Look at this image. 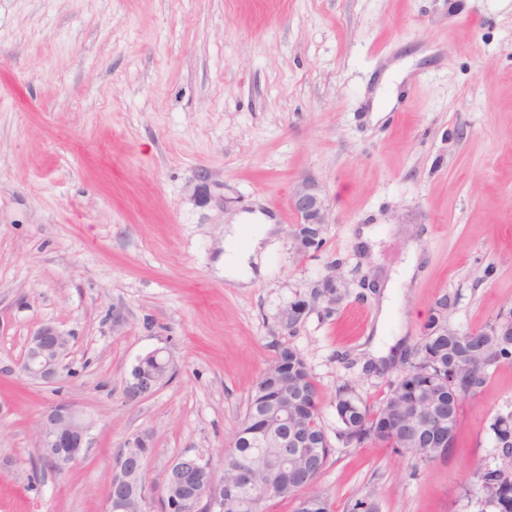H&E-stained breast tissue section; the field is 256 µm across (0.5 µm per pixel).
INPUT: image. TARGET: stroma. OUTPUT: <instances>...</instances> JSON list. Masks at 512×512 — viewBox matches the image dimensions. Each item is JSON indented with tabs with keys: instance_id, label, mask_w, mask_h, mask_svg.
Segmentation results:
<instances>
[{
	"instance_id": "obj_1",
	"label": "stroma",
	"mask_w": 512,
	"mask_h": 512,
	"mask_svg": "<svg viewBox=\"0 0 512 512\" xmlns=\"http://www.w3.org/2000/svg\"><path fill=\"white\" fill-rule=\"evenodd\" d=\"M398 62L396 104L376 101ZM305 179L329 222L302 256L289 197ZM255 211L277 232L234 288L224 226ZM411 241L422 264L378 325L375 281ZM329 275L335 303L286 328L283 309ZM442 299L462 333L512 311V0H0V512H105L123 443L144 434L160 512L175 458L222 470L280 346L303 353L334 436L337 388L377 404ZM46 323L70 338L53 385L21 369ZM379 330L400 339L382 368L362 351ZM156 349L170 380L129 399ZM62 399L92 448L60 474L35 444ZM510 413L501 363L463 400L448 460L335 441L316 488L332 512L364 496L380 512H494L474 473L499 463L490 425Z\"/></svg>"
}]
</instances>
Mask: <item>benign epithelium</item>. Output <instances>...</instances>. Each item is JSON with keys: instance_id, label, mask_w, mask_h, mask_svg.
Here are the masks:
<instances>
[{"instance_id": "7a95c632", "label": "benign epithelium", "mask_w": 512, "mask_h": 512, "mask_svg": "<svg viewBox=\"0 0 512 512\" xmlns=\"http://www.w3.org/2000/svg\"><path fill=\"white\" fill-rule=\"evenodd\" d=\"M289 204L298 218L292 233L295 250L305 255L317 248L325 224L329 223L328 209L318 185L304 181L289 198ZM324 300L332 304L333 294H323L313 301ZM311 301V302H313ZM311 302L289 303L283 311V322L293 326L308 314ZM69 339L52 325H43L28 336L22 370L30 378L44 384L58 382L64 361L68 356ZM171 365L161 352L154 351L138 360L127 382V392L132 397L153 393L170 375ZM412 425L419 432L432 428L442 430L447 426L448 416L442 409L420 412L411 417ZM288 417L276 418L269 431L262 435V445L275 443L282 448L278 464L270 475V486L288 480L301 482L305 475L292 466V460L303 456L314 460L310 451L312 444L300 440L288 431ZM89 423L68 402L58 403L47 409L37 431L36 448L39 457L57 472H64L71 464L84 458L90 448ZM124 447L129 452L114 469L108 483L106 512H128V504L137 500L141 506L148 504L144 475L148 447L145 436L126 440ZM167 473L174 476L170 486L164 488L165 503H173L171 512H211L214 508V493L224 484L223 477L216 474L211 464L201 456L184 454L174 460Z\"/></svg>"}]
</instances>
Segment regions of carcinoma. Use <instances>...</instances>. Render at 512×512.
<instances>
[{
  "instance_id": "carcinoma-1",
  "label": "carcinoma",
  "mask_w": 512,
  "mask_h": 512,
  "mask_svg": "<svg viewBox=\"0 0 512 512\" xmlns=\"http://www.w3.org/2000/svg\"><path fill=\"white\" fill-rule=\"evenodd\" d=\"M470 336L448 335V323L440 312H435L424 325L423 337L414 353L403 358L406 363L400 377L390 384L388 393L376 406L366 405L352 387L344 385L336 391L334 407L339 427L336 439L345 446H363L368 443L383 444L395 453L409 451L419 463H428L437 449L420 443L415 447L404 444V411L432 397L448 407L451 425L446 429V448L454 450L456 426L461 401L462 387L458 376L463 365H470L466 372L467 386L480 389L486 382L488 368L494 362H512V345L505 344L503 336H485L483 342L497 345L495 361H489L483 351H468L460 341ZM301 384L307 390L305 401L297 405L299 425L317 443L319 458L314 464L315 473L307 477L300 486L283 485L267 491L265 485L270 468L275 464L277 453L264 455L252 447L250 440L224 454V478L234 481L237 470L248 468L252 472L255 492L261 495L258 512H266V503L276 498H296L306 495L315 505L313 512H330V504L315 490L319 474L325 469L331 454V444L325 428L316 414L321 401V389L313 379L303 354L283 346L277 349L274 362L265 369L255 383L248 398L246 412L239 430L262 433L271 422V407L280 408L288 404L289 385ZM502 462L495 468L482 472L481 489L498 495L497 512H512V446L499 448Z\"/></svg>"
}]
</instances>
